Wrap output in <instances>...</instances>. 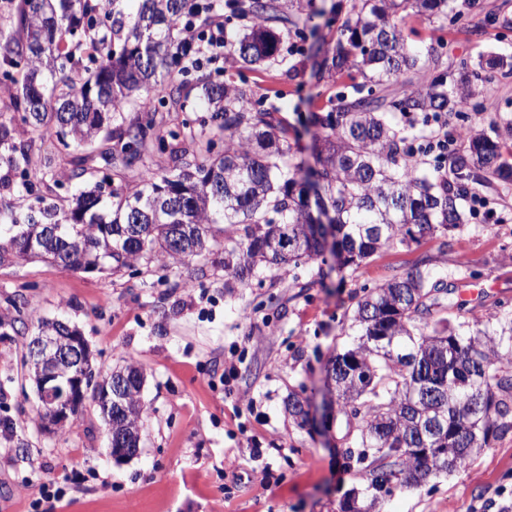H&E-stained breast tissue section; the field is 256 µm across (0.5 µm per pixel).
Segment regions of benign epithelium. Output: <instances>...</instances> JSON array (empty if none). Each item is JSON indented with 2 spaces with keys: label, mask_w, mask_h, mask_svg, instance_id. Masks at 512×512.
Returning a JSON list of instances; mask_svg holds the SVG:
<instances>
[{
  "label": "benign epithelium",
  "mask_w": 512,
  "mask_h": 512,
  "mask_svg": "<svg viewBox=\"0 0 512 512\" xmlns=\"http://www.w3.org/2000/svg\"><path fill=\"white\" fill-rule=\"evenodd\" d=\"M89 350L84 337L37 336L31 345L30 366L39 372L37 397L60 426L77 414L88 388V370L80 357Z\"/></svg>",
  "instance_id": "obj_1"
}]
</instances>
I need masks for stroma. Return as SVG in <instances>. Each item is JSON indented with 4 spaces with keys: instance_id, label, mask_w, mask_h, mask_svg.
Wrapping results in <instances>:
<instances>
[{
    "instance_id": "35a3bbf8",
    "label": "stroma",
    "mask_w": 512,
    "mask_h": 512,
    "mask_svg": "<svg viewBox=\"0 0 512 512\" xmlns=\"http://www.w3.org/2000/svg\"><path fill=\"white\" fill-rule=\"evenodd\" d=\"M333 2L314 0L286 64L241 72L227 61L214 75L276 90L297 160L312 161L314 129L305 120L337 90L317 66L323 43L336 37L319 14ZM453 7L461 18L445 29L408 16V42L451 67L462 57L512 55V29L500 25L512 19V0H453ZM473 25L480 34H468ZM507 121L512 75L498 73L448 116L449 128L488 135ZM425 255L450 286L480 272L471 283L480 313L512 301V183L476 187L448 237L428 236L342 271L317 262L270 265L242 284L226 275L220 249L167 268L143 258L112 275L41 260L0 266V319L21 323L0 328V512H341L364 480L342 464L346 429L325 384L327 364L351 342V293L409 271ZM40 318L79 330L96 379L130 363L142 369L148 416L136 456L110 455L93 401L64 426L42 422L23 365ZM300 388L310 404L304 427L285 410ZM49 483L64 489L63 502L43 494ZM511 504L512 433L463 469L394 491L376 512H503Z\"/></svg>"
}]
</instances>
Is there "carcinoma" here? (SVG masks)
I'll list each match as a JSON object with an SVG mask.
<instances>
[{"mask_svg":"<svg viewBox=\"0 0 512 512\" xmlns=\"http://www.w3.org/2000/svg\"><path fill=\"white\" fill-rule=\"evenodd\" d=\"M18 0L15 30L0 45V186L35 196L22 218L0 201V265L40 258L65 270L117 272L145 256L163 265L186 262L219 244L221 224L238 226L225 239L224 271L245 282L263 265H299L324 254L326 236L339 268H352L382 250L445 234L462 220V201L473 185L512 182L505 142L470 129L468 143L446 161L426 166L434 145L451 141L438 128L427 134L401 126L396 112L422 116L459 112L490 80L512 74V56L456 64L459 79L439 73L420 85L401 80L426 73L438 60L407 43L402 13L411 10L445 28L457 23L450 0H338L326 26L336 41L321 66L341 80L336 95L311 113L321 143L319 167L292 162L289 127L266 105L268 93L212 79L193 62L196 44L184 41L178 22H199L204 32L236 19L224 31V56L243 66L276 68L285 42L304 37V0ZM194 71L195 84L180 79ZM186 111L192 88L208 117L125 113L150 102ZM55 136L60 151H80L63 179L50 157L34 159V146ZM224 151L214 153L215 139ZM165 156V166L139 173L129 188L125 171L144 156ZM100 159L110 173L99 175ZM74 185L71 198L53 187ZM435 278L431 259L354 292V339L331 359L339 414L351 440L346 467L364 465V495L375 502L401 476V488L466 466L490 442L512 432V310L479 316ZM129 384L107 412L112 443L138 448L146 409L143 374L129 364L115 378ZM306 399L288 395V413L306 417ZM419 448H431L420 455Z\"/></svg>","mask_w":512,"mask_h":512,"instance_id":"carcinoma-1","label":"carcinoma"}]
</instances>
